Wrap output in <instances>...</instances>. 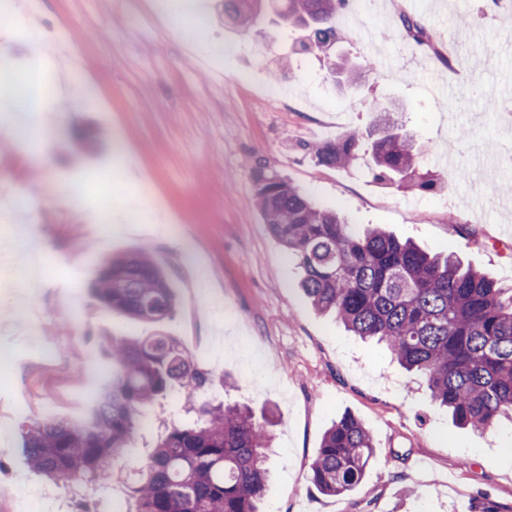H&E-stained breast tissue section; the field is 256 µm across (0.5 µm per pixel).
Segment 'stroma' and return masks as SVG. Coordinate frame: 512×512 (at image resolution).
<instances>
[{"mask_svg":"<svg viewBox=\"0 0 512 512\" xmlns=\"http://www.w3.org/2000/svg\"><path fill=\"white\" fill-rule=\"evenodd\" d=\"M0 21V55L25 76L59 82L60 64L34 46L38 32L76 29L82 71L69 72L76 96L42 99L38 129L11 137L14 115L0 112V200L41 202L34 215L0 223V262H22L19 232L35 224L42 293L34 304L40 333L59 343L53 357L25 332L18 307L0 304V342L16 366L0 375V420L20 394L81 417L73 397L101 363L97 339L154 333L100 305L91 285L105 257L150 249L167 272L178 306L163 331L208 369L215 392L273 408L270 492L261 512H484L494 502L512 512V425L484 433L455 425L424 381L407 373L380 344L362 341L331 315L315 311L301 271L264 224L255 203L258 171L275 173L336 210L357 228L381 226L433 253H454L501 286L512 287V0H372L350 16L337 57L364 66L353 90L314 57L289 63L294 31L267 14L247 34L224 16L221 0H190L191 35L153 19L150 0H25ZM414 16L424 42L412 43L400 17ZM224 43L217 67L205 65ZM266 48L250 80L243 45ZM98 79L97 106L83 91ZM382 102L409 135L425 168L451 176L444 189L417 194L375 180L365 161L318 165L314 147L346 133L366 135L373 102ZM70 182L72 194L47 185ZM149 215L130 224L133 210ZM475 228L461 236L460 225ZM81 270L77 297L55 290L66 270ZM231 380L223 389L222 380ZM170 400L149 410L156 424L176 412ZM369 430L374 456L362 483L344 496L323 495L310 464L338 415ZM140 432L135 448L96 486L98 504L123 496L128 471L144 465L157 437ZM73 489L33 471L17 427L0 439V512H72Z\"/></svg>","mask_w":512,"mask_h":512,"instance_id":"35a3bbf8","label":"stroma"}]
</instances>
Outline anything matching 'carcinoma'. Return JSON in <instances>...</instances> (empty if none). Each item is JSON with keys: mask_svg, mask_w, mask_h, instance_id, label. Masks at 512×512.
I'll use <instances>...</instances> for the list:
<instances>
[{"mask_svg": "<svg viewBox=\"0 0 512 512\" xmlns=\"http://www.w3.org/2000/svg\"><path fill=\"white\" fill-rule=\"evenodd\" d=\"M349 3L281 0L283 18L302 32L297 53L328 56L344 38L336 17ZM224 12L247 33L261 0H224ZM368 137L365 150L348 134L317 147L314 157L338 168L365 152L378 180L422 194L447 183L448 174L423 169L413 141L397 128L379 122ZM256 198L264 223L302 269V289L316 310L385 344L403 368L423 376L457 424L486 431L512 423L511 288L380 227L358 232L276 173L260 174ZM91 291L103 306L143 323L163 322L177 307L168 276L146 248L106 261ZM102 354L107 377L86 418L21 425L32 468L64 485L105 482L146 410L179 395L194 416L164 426L149 461L124 482L125 512H259L274 412L259 421L246 404L208 398L211 373L172 336L105 337ZM373 453L368 429L345 413L325 432L309 478L326 495H344L363 481Z\"/></svg>", "mask_w": 512, "mask_h": 512, "instance_id": "carcinoma-1", "label": "carcinoma"}]
</instances>
